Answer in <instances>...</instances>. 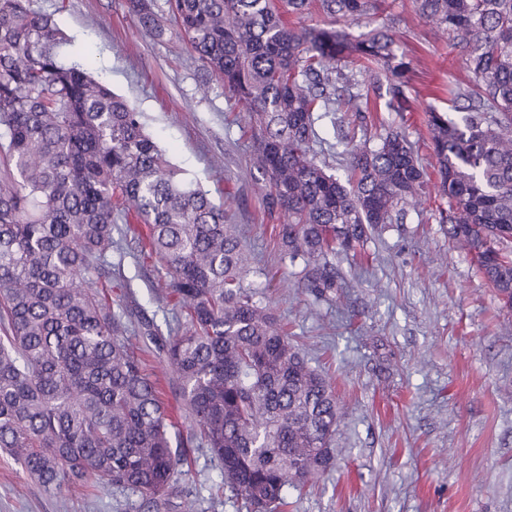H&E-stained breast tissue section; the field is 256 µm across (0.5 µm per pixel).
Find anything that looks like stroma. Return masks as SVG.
<instances>
[{
	"label": "stroma",
	"instance_id": "obj_1",
	"mask_svg": "<svg viewBox=\"0 0 512 512\" xmlns=\"http://www.w3.org/2000/svg\"><path fill=\"white\" fill-rule=\"evenodd\" d=\"M91 57L94 75L139 112L146 131L185 177L235 215L252 254L249 282L302 344L349 407L336 433L334 468L292 494L289 512H512V312L503 311L470 256L437 223L438 198L389 224L365 246L363 265L337 257L349 286L335 303L302 290L262 213L250 141L235 117L240 105L207 82L198 62L142 28L129 0H33ZM387 21L411 61L408 108L380 110L386 126L410 140L428 138L430 110H449L448 85L464 59L435 40L410 0ZM140 311L127 323L140 343V316L174 323L171 303L150 300L167 278L157 261L136 256L133 241L113 253ZM180 484L196 512H246L214 496L219 470L192 451ZM0 512H146L137 494L113 487L45 490L0 453Z\"/></svg>",
	"mask_w": 512,
	"mask_h": 512
}]
</instances>
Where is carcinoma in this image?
I'll list each match as a JSON object with an SVG mask.
<instances>
[{
    "mask_svg": "<svg viewBox=\"0 0 512 512\" xmlns=\"http://www.w3.org/2000/svg\"><path fill=\"white\" fill-rule=\"evenodd\" d=\"M397 0H166L178 42L245 110L253 167L278 238L316 298L342 282L332 253H357L429 194L404 130L344 142L343 174L317 160L318 121L372 106L406 110L410 61L376 18ZM162 39L154 0H130ZM465 57L452 111L428 115L436 220L512 310V0H414ZM367 20L357 37L349 26ZM67 38L31 0H0V450L45 487L91 479L171 512L187 449L249 512H284L291 491L335 464L344 404L246 283L251 253L224 207L188 184L139 113L66 61ZM385 93H380V90ZM148 226L136 249L169 278L177 326L140 321L186 409L181 431L159 378L127 339L129 294L112 296L116 218ZM108 287L93 288L94 280Z\"/></svg>",
    "mask_w": 512,
    "mask_h": 512,
    "instance_id": "carcinoma-1",
    "label": "carcinoma"
}]
</instances>
